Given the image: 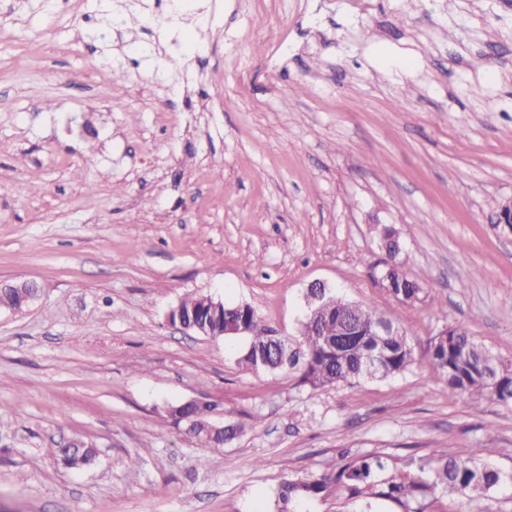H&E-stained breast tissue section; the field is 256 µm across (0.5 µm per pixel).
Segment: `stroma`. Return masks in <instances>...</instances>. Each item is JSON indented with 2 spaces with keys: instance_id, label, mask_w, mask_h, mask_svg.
Masks as SVG:
<instances>
[{
  "instance_id": "1",
  "label": "stroma",
  "mask_w": 512,
  "mask_h": 512,
  "mask_svg": "<svg viewBox=\"0 0 512 512\" xmlns=\"http://www.w3.org/2000/svg\"><path fill=\"white\" fill-rule=\"evenodd\" d=\"M0 0V512H277L287 477L355 456L467 455L512 472V405L422 363L465 326L512 367V0ZM438 305L373 278L375 225ZM406 331L404 374L314 388L245 342L170 325L180 297L250 303L295 340L307 285ZM242 433L203 446L166 406ZM99 464L65 468L63 439ZM441 512H512V483ZM290 512H401L301 498ZM186 405H194L199 407L204 416V420L201 421L203 426L212 434L213 438H215L214 445L217 446H224V443H229L232 440L224 439L225 433L224 429H227L226 434L229 435L231 432V428H235V425H225L224 422H216L213 420V418L216 416V411H214L211 407V404L204 400L199 399H193L190 401H187L183 404L177 405V406H171L168 410L169 415L172 417V419L175 421V423L179 424L182 421H186L188 423V429L191 431L197 424V421L194 420H188L187 418L181 416L178 413V409L183 408ZM183 415L192 417L195 414V409L191 408L190 406L184 407L181 410ZM211 418V420H210Z\"/></svg>"
}]
</instances>
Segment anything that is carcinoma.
I'll return each mask as SVG.
<instances>
[{
    "mask_svg": "<svg viewBox=\"0 0 512 512\" xmlns=\"http://www.w3.org/2000/svg\"><path fill=\"white\" fill-rule=\"evenodd\" d=\"M31 292L30 288L4 290L0 292V307L19 306ZM388 294L400 303L405 299L423 302L427 297L425 278L407 274L405 280L395 282ZM181 302L193 318L220 333L228 324L244 318L248 336L241 363L251 370L271 372L297 368L301 381L313 387L395 377L416 363L406 333L395 324L397 335L385 341L383 361L374 369H367L364 353L377 345V337L370 332L387 317L375 306L359 304L350 310L349 301L339 295L330 299L315 318L301 323L299 340L294 345L274 335L250 304L243 311L226 305L216 317L208 295H187ZM348 318L360 329L361 345L340 352L329 350L327 341L336 338V325ZM424 365L441 379L444 392L450 397H489L512 404V369L496 363L490 352L462 326L448 328L446 336L431 338ZM492 452L491 448H474L467 457H421L408 471L399 469L388 456L352 458L336 467V471L320 477L285 480L277 490V506L279 512H288V504L294 499L336 491L351 499H388L399 505L402 512H430L442 497L487 492L498 486L500 473L478 463ZM57 456L65 467L84 470L97 464L98 450L87 443H63L57 448Z\"/></svg>",
    "mask_w": 512,
    "mask_h": 512,
    "instance_id": "obj_1",
    "label": "carcinoma"
}]
</instances>
